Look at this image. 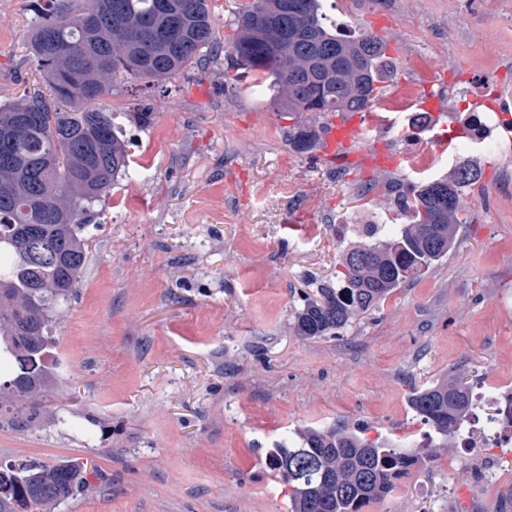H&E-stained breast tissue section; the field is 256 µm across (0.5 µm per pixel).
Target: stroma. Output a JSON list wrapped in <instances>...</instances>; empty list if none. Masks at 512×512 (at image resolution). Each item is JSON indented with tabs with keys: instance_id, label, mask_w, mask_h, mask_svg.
I'll list each match as a JSON object with an SVG mask.
<instances>
[{
	"instance_id": "stroma-1",
	"label": "stroma",
	"mask_w": 512,
	"mask_h": 512,
	"mask_svg": "<svg viewBox=\"0 0 512 512\" xmlns=\"http://www.w3.org/2000/svg\"><path fill=\"white\" fill-rule=\"evenodd\" d=\"M243 0H211L218 43L171 79L167 94L113 87L127 125L130 173L97 207L79 291L54 327L59 378L0 426V463L78 460L97 466L54 512H288L268 464L303 427L345 424L404 450L428 440L409 407L412 387L469 370L484 401L471 438L438 449L385 500L362 512H495L512 499V446L488 447L491 406L512 394V155L491 149L464 204L447 259L397 289L338 336H295L304 294L335 278L339 223L360 239L393 223L388 185L451 174L420 148L400 116L349 155L301 154L290 137L321 127L279 111L255 72L224 84L230 25ZM339 25L383 38L387 86L413 80L441 111L447 138L475 109L458 80L495 74L512 119V0H323ZM30 0H0V105L46 90L28 50ZM454 71L442 82V70Z\"/></svg>"
}]
</instances>
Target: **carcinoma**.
<instances>
[{"label": "carcinoma", "instance_id": "obj_1", "mask_svg": "<svg viewBox=\"0 0 512 512\" xmlns=\"http://www.w3.org/2000/svg\"><path fill=\"white\" fill-rule=\"evenodd\" d=\"M32 12L31 59L53 97L35 92L0 106V423L15 429L26 425V403L46 396L52 328L88 263L86 218L129 174L124 129L100 100L128 80L162 88L215 43L210 0H37ZM234 25L236 64L268 80L283 111L342 115L377 100L385 42L341 32L321 0H248ZM318 141L308 127L292 138L300 153ZM480 177L467 162L396 193L402 223L375 224L350 246L336 282L305 296L295 335H340L446 258L467 223L462 192ZM477 406L463 372L416 388L410 401L446 448ZM429 457L338 426L296 432L270 450L269 464L291 488V512H360ZM86 474L68 463L1 466L0 512H53Z\"/></svg>", "mask_w": 512, "mask_h": 512}]
</instances>
